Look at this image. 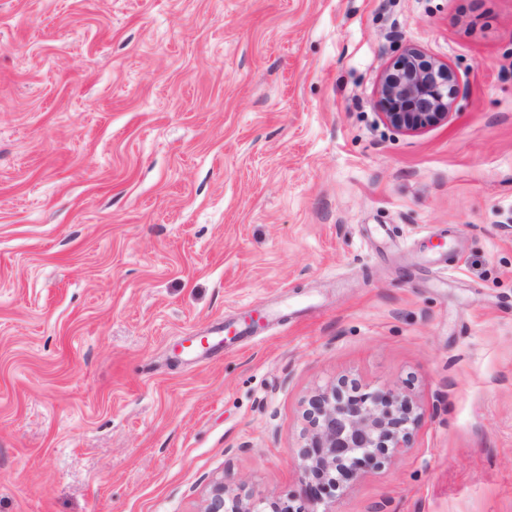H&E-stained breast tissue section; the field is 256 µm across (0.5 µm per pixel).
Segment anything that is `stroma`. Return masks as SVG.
<instances>
[{
	"label": "stroma",
	"instance_id": "stroma-1",
	"mask_svg": "<svg viewBox=\"0 0 512 512\" xmlns=\"http://www.w3.org/2000/svg\"><path fill=\"white\" fill-rule=\"evenodd\" d=\"M407 45L462 87L417 132ZM342 378L424 419L337 512H512V0H0V512L299 506ZM460 79L452 68L416 47H407L382 72L378 101L385 122L418 131L448 121L459 97Z\"/></svg>",
	"mask_w": 512,
	"mask_h": 512
}]
</instances>
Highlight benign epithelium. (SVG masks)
I'll return each instance as SVG.
<instances>
[{
    "label": "benign epithelium",
    "instance_id": "benign-epithelium-1",
    "mask_svg": "<svg viewBox=\"0 0 512 512\" xmlns=\"http://www.w3.org/2000/svg\"><path fill=\"white\" fill-rule=\"evenodd\" d=\"M452 68L407 47L382 72L378 101L393 128L418 131L448 120L459 97ZM305 444L300 451V492L308 508L271 501L217 486L203 512H336V490L357 471L404 451L422 415L401 392H367L342 378L313 395L303 412Z\"/></svg>",
    "mask_w": 512,
    "mask_h": 512
}]
</instances>
